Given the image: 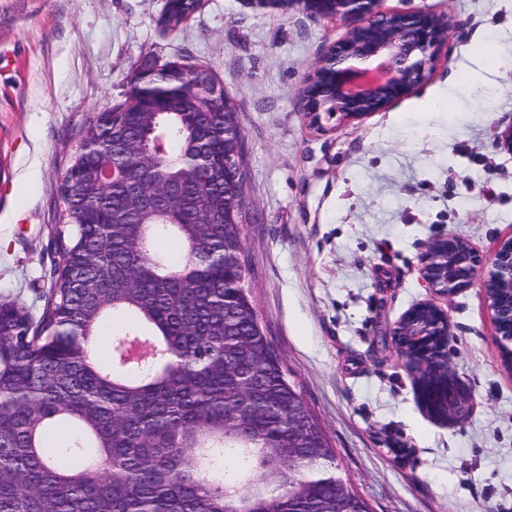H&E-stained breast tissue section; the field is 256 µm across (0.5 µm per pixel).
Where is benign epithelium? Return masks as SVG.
Here are the masks:
<instances>
[{
	"label": "benign epithelium",
	"mask_w": 512,
	"mask_h": 512,
	"mask_svg": "<svg viewBox=\"0 0 512 512\" xmlns=\"http://www.w3.org/2000/svg\"><path fill=\"white\" fill-rule=\"evenodd\" d=\"M291 2L312 14L347 25L345 36L336 41L314 65L303 89V110L311 124L339 118L362 120L385 112L413 94L440 60L453 28L446 14L426 10L385 12L382 0H252L259 7ZM159 71L154 64L134 69L135 95L145 77ZM191 94L204 98L208 108L224 105L232 111L229 98H221L216 86L197 84ZM182 204L181 193L163 182H153L139 196L138 210L161 205L168 210ZM423 278L436 293L452 297L475 285L482 289L512 288V236L499 239L489 258L482 259L462 237L450 234L432 242L424 258ZM437 308L439 320L421 328V336L448 340L451 327L448 314ZM494 336L502 350H512V301L491 309Z\"/></svg>",
	"instance_id": "obj_1"
}]
</instances>
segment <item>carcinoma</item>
I'll use <instances>...</instances> for the list:
<instances>
[{"label":"carcinoma","mask_w":512,"mask_h":512,"mask_svg":"<svg viewBox=\"0 0 512 512\" xmlns=\"http://www.w3.org/2000/svg\"><path fill=\"white\" fill-rule=\"evenodd\" d=\"M197 7L170 0L162 23L177 29ZM164 66L87 127L132 178L108 192L98 155L79 154L57 187L63 225L40 315L0 300V512H372L336 480L335 451L243 283L240 228L224 223V189L243 182V143L224 149L234 113L200 111L183 92L190 64ZM151 122L197 166L160 169L180 208L116 223L143 190ZM102 336L104 360L91 351ZM435 354L413 364L422 386L448 374Z\"/></svg>","instance_id":"1"}]
</instances>
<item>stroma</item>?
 I'll return each instance as SVG.
<instances>
[{"label": "stroma", "instance_id": "1", "mask_svg": "<svg viewBox=\"0 0 512 512\" xmlns=\"http://www.w3.org/2000/svg\"><path fill=\"white\" fill-rule=\"evenodd\" d=\"M166 0H0V300L38 310L52 282L56 189L92 117L124 101L141 60L214 72L244 138L250 296L265 336L374 512H512V369L480 287L436 296V239L481 256L512 234V0H383L449 15L429 79L362 121L310 123L301 93L347 27L291 6L204 0L180 28ZM447 311L461 423L421 407L391 331L413 305ZM410 454L398 459L396 447Z\"/></svg>", "mask_w": 512, "mask_h": 512}]
</instances>
